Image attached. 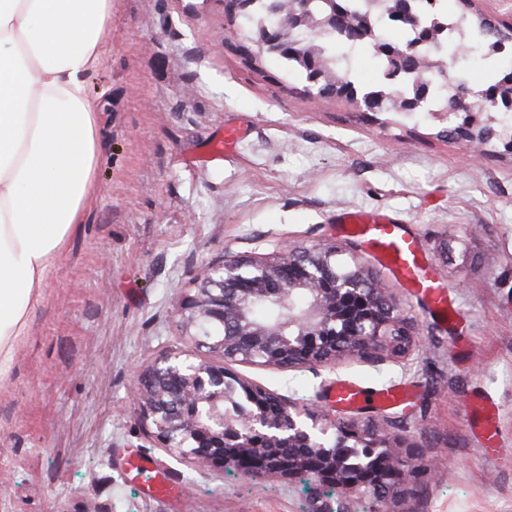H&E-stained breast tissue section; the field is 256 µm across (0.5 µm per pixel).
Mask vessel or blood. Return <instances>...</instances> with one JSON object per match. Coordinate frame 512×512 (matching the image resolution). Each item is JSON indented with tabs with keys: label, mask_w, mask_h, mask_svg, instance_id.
Wrapping results in <instances>:
<instances>
[{
	"label": "vessel or blood",
	"mask_w": 512,
	"mask_h": 512,
	"mask_svg": "<svg viewBox=\"0 0 512 512\" xmlns=\"http://www.w3.org/2000/svg\"><path fill=\"white\" fill-rule=\"evenodd\" d=\"M346 221L349 233L367 238L405 278L413 283L419 282L416 244L400 234L396 225L383 217L369 218L360 214L348 215ZM402 395V388L397 386L371 394L359 386L341 383L336 387L334 398L337 405L353 408L372 399L382 405H393Z\"/></svg>",
	"instance_id": "vessel-or-blood-1"
}]
</instances>
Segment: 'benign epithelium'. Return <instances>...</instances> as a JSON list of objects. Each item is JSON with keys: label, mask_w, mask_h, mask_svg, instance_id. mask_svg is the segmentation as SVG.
I'll return each instance as SVG.
<instances>
[{"label": "benign epithelium", "mask_w": 512, "mask_h": 512, "mask_svg": "<svg viewBox=\"0 0 512 512\" xmlns=\"http://www.w3.org/2000/svg\"><path fill=\"white\" fill-rule=\"evenodd\" d=\"M390 72L414 59L413 49L387 45ZM498 103V96L479 95ZM461 84L448 115L479 97ZM331 247L285 248L273 256H226L206 266L195 293L180 304L185 335L225 359L282 369L325 363L344 353L367 356L402 332L388 288L356 264L342 269ZM273 303L276 321L254 316ZM139 411L162 447L212 469L288 480L311 473L352 491L384 489L380 502L415 483L422 467L411 448L396 449L386 429L326 423L291 400L207 360L179 352L161 356L139 376Z\"/></svg>", "instance_id": "7a95c632"}]
</instances>
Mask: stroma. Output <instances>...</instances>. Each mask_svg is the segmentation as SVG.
Listing matches in <instances>:
<instances>
[{
  "label": "stroma",
  "instance_id": "obj_1",
  "mask_svg": "<svg viewBox=\"0 0 512 512\" xmlns=\"http://www.w3.org/2000/svg\"><path fill=\"white\" fill-rule=\"evenodd\" d=\"M248 44L224 0H112L87 78L100 114L99 193L57 260L30 333L0 381V512H512V151L446 135L433 112L366 113L308 94L297 71ZM448 81L482 92L512 73V43L449 45ZM361 212L419 244L449 293L431 316L377 249L343 228ZM336 247L376 272L411 345L298 370L230 363L241 378L340 422H372L429 466L385 502L311 475L284 480L196 467L162 448L138 410V370L177 351L207 358L181 327L206 264L283 243ZM408 387L409 402L349 410L330 392ZM150 458L130 475L129 452Z\"/></svg>",
  "mask_w": 512,
  "mask_h": 512
}]
</instances>
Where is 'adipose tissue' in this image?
I'll use <instances>...</instances> for the list:
<instances>
[{
    "mask_svg": "<svg viewBox=\"0 0 512 512\" xmlns=\"http://www.w3.org/2000/svg\"><path fill=\"white\" fill-rule=\"evenodd\" d=\"M111 26L112 0H0V380L97 192L85 77Z\"/></svg>",
    "mask_w": 512,
    "mask_h": 512,
    "instance_id": "1",
    "label": "adipose tissue"
}]
</instances>
